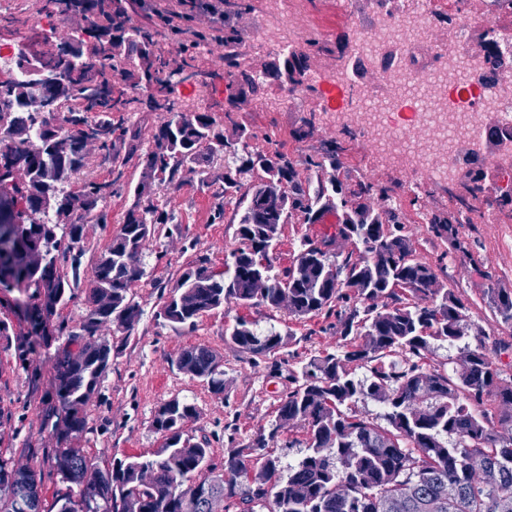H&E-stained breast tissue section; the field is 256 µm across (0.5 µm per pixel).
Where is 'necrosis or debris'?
<instances>
[{
    "instance_id": "4bbe7bcc",
    "label": "necrosis or debris",
    "mask_w": 512,
    "mask_h": 512,
    "mask_svg": "<svg viewBox=\"0 0 512 512\" xmlns=\"http://www.w3.org/2000/svg\"><path fill=\"white\" fill-rule=\"evenodd\" d=\"M423 16L402 9L394 20L379 21L366 31L360 49L415 55L427 42ZM474 55L463 41L449 42L437 66H412L410 80L389 76L383 90L366 84L343 117L367 133L372 148L409 166L414 175L434 180L455 176L461 148L485 138V114L512 124V70L499 71L493 82L475 77Z\"/></svg>"
}]
</instances>
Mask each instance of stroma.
<instances>
[{
    "label": "stroma",
    "mask_w": 512,
    "mask_h": 512,
    "mask_svg": "<svg viewBox=\"0 0 512 512\" xmlns=\"http://www.w3.org/2000/svg\"><path fill=\"white\" fill-rule=\"evenodd\" d=\"M423 13L429 27L425 62H434L438 52L448 46L458 19L448 8V0H412ZM46 0H0V44L11 42L12 20L30 21L29 38L48 33L53 39L86 46L92 42V25L82 15L61 17L57 26L47 27ZM361 0H287L295 14L301 40H313L328 48L327 53L312 56V72L318 80H308L296 90L274 82L258 87L229 85L224 77V45L212 39L218 23L202 9L180 20V32L166 25L156 28L159 52L171 62H179L190 33L207 34V51L196 54L195 64L206 74L205 82H187L176 86L172 97L179 100L194 93L195 110L210 109L216 130H223L229 119L225 111L230 100L243 102L244 111L233 119L244 122L256 135L254 147L279 150L294 160L315 153L327 140L334 139L345 148L341 156L344 173L350 181L369 180L388 188L391 201L405 224V232L415 244L417 257L435 269L440 284L454 291L467 306L474 330L467 344L483 345L496 362L512 361V327L498 321L488 286L512 291V211L491 206L499 197L500 172L496 153L482 148L469 155L463 169L449 182L411 181L406 172L376 155L350 125L337 121L335 111L324 104L325 89L344 71L345 81L364 82L378 78L386 70L384 61L359 56L354 39L372 22V15L361 12ZM314 119L312 135L300 137L305 119ZM482 169L486 175L485 198L476 202L471 223L458 227L457 239H443L432 231L426 218L432 214L454 215L455 198L465 192L466 173ZM216 186L204 185L198 178L186 179L179 186L160 189L155 202L175 217L173 234H162L150 241L143 253L142 277L131 292L143 314L131 335L112 336L110 366L101 378L86 406L87 429L80 444L99 467H111L113 460L149 454L160 448L163 438L153 426L158 409L171 399L194 404L197 417L186 430L195 438L207 440L214 450L215 462L224 452L247 444L258 428L269 426L278 402L291 384L290 371L300 362L340 343L325 315L297 318L286 309L267 305L241 307L229 305L200 317L194 328L179 327L159 315L165 297L183 271L199 263L219 271L226 255L238 243L232 218L234 203H219ZM423 199L413 206V195ZM130 204L125 192L112 195L103 207L104 223L86 220L81 247L83 255L72 299L61 306L55 322L78 329L86 310V293L93 278L99 253L119 230ZM223 205V221L213 218L216 205ZM323 224H286L278 245L270 255L275 271L290 266L302 237L321 239ZM18 292L0 291V320L9 333L0 336V454L28 463L44 471L41 489L46 503H53L67 487L48 477V459L57 440L43 425V401L50 390V349L40 348L26 362L15 353L18 338L30 330L24 312L18 308ZM253 322L262 332L290 334L284 348L267 359L252 362L226 341L225 331L236 317ZM201 344L221 359L224 392L212 394L206 383L180 372L175 364L182 348Z\"/></svg>",
    "instance_id": "1"
}]
</instances>
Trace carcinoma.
Segmentation results:
<instances>
[{
	"label": "carcinoma",
	"mask_w": 512,
	"mask_h": 512,
	"mask_svg": "<svg viewBox=\"0 0 512 512\" xmlns=\"http://www.w3.org/2000/svg\"><path fill=\"white\" fill-rule=\"evenodd\" d=\"M90 3L110 25L108 38L84 49L63 46L52 65L37 51L21 55L18 69L34 61L50 74L42 83L10 73L0 77V284L32 290L24 312L33 327L53 320L72 297L83 225L71 216L104 220L97 207L117 185L132 197L120 230L96 260L79 330L60 322L52 336L40 335L45 345L65 337L51 357L45 424L55 429L62 419L75 435L85 430L87 400L112 352L100 331L112 325L130 336L142 315L130 290L143 275V251L158 225L171 221L153 196L188 175L222 182L221 195L236 200L239 245L222 271L202 264L183 272L160 315L193 327L203 314L229 303L284 307L298 318L323 313L336 316L333 328L343 344L292 371L293 387L269 427L228 449L219 468L209 443L184 433L195 406L174 398L155 415L163 444L149 457L130 456L102 470L70 437L58 435L50 473L78 492L48 509L40 492L43 474L25 475L0 456V512H205L208 490L225 495L229 510L253 503L267 512H512V378L467 344L454 374L427 364L431 341L452 345L470 335L468 308L417 258L387 190L344 178L338 157L345 147L334 141L306 160L312 176L303 181L291 157L251 149L245 124L233 122L220 133L211 113L186 115L167 99L155 101V108L170 118L143 147L138 127L122 116L125 93L106 81L85 80L83 73L95 67L101 76L110 68L133 89L143 85L161 93L191 64L172 65L156 53L152 30L133 22L146 0ZM478 45L487 71L512 65V52L500 47L494 30L485 31ZM243 57L236 36L224 35V74L232 84L254 87L269 79L299 86L308 70L306 52L293 46L259 71L243 66ZM57 112L67 113L68 128L52 124ZM89 112L121 116L115 123H93ZM92 146L112 160V180H89L74 191L70 182L88 165ZM134 158L140 172L133 184L123 178ZM218 158L224 172L214 176L211 164ZM484 180L481 170L470 174L461 208L471 210ZM328 215L333 231L316 242L301 238L291 266L274 272L269 253L283 225L322 224ZM339 239L354 249L335 250ZM487 293L501 322L512 326V292L489 287ZM226 339L255 360L287 342L243 318ZM176 365L212 393H224V372L210 348L189 345ZM357 368L369 378H357ZM361 397L384 406L387 426L341 410ZM297 426L306 434V453L284 478L268 447ZM142 464L158 472L149 486L138 481ZM253 472L262 481L258 489L250 485Z\"/></svg>",
	"instance_id": "1"
}]
</instances>
